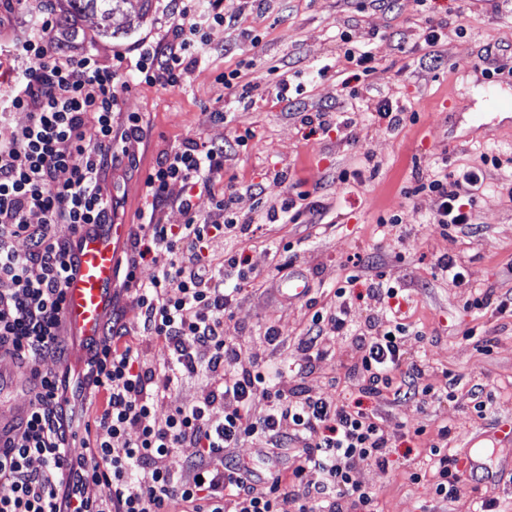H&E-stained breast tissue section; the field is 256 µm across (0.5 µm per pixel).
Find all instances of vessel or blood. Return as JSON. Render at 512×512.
I'll use <instances>...</instances> for the list:
<instances>
[{
	"label": "vessel or blood",
	"instance_id": "1",
	"mask_svg": "<svg viewBox=\"0 0 512 512\" xmlns=\"http://www.w3.org/2000/svg\"><path fill=\"white\" fill-rule=\"evenodd\" d=\"M128 227L113 223L106 230L82 233L75 251V270L67 279L64 320L70 336L101 340L103 316L116 286L118 253L124 249Z\"/></svg>",
	"mask_w": 512,
	"mask_h": 512
}]
</instances>
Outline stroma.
I'll list each match as a JSON object with an SVG mask.
<instances>
[{"label":"stroma","mask_w":512,"mask_h":512,"mask_svg":"<svg viewBox=\"0 0 512 512\" xmlns=\"http://www.w3.org/2000/svg\"><path fill=\"white\" fill-rule=\"evenodd\" d=\"M222 7L238 15L239 24L233 30L214 29L209 59L186 85L165 89L128 80L121 110L139 113L147 135L137 147V168L123 165L106 175L120 202L118 221L139 223L146 208V174L160 152L186 140L232 146L224 184L243 189L263 182L272 196L310 192L323 210L321 223L270 224L248 242L264 281L225 316V334L237 338L243 358L274 356L285 365L298 363L302 356L291 339L304 330L309 310L306 302H289V278L308 282L310 297L319 302L348 274L372 279L381 273L398 281L405 296L402 311L426 334L424 341H410L409 352L429 362L432 381L454 378L458 401L421 409L410 401L378 399L372 406L392 438L419 427L433 436L446 421L457 433L455 452L494 449L492 479L477 487L465 485L456 499L441 502L426 484L406 478L422 466L423 456L400 449L387 469L366 467L357 477L377 490L381 512H470L482 492L498 499L503 512H512V445L493 443L494 430L512 426V316L472 317L464 309L467 290L431 273L435 255L449 250L461 257L478 287L498 294L512 291V191L504 187L479 195L474 226L449 237L426 203L404 194L412 173L426 170L434 157L447 155L452 170L477 162L483 149L512 157V110L487 103L491 92L512 98V72L485 74L491 62L512 56V0H430L423 13L413 0H386L379 6L371 0H270L263 13L249 0H223ZM425 15L442 25L436 46L441 62L435 66L423 62L426 48L416 42ZM166 22L164 0H152L144 19L117 38L98 36L99 19L91 15L76 23L72 46L108 64L114 51L133 52ZM340 27L371 37L377 58L355 100L342 84L346 63L336 42ZM253 33L258 43L250 42ZM243 56L255 61L244 76L254 92L252 100L240 102L218 76ZM325 64L327 75L311 79V72ZM282 78L306 85L289 107L268 93ZM383 100L416 112L417 122L387 129L374 117ZM349 110L356 112L357 124L347 135H312L302 124L307 114ZM247 132L252 135L247 146H235V138ZM279 169L288 173L287 186L269 180ZM394 214L401 223H390ZM272 241L292 249L271 253L267 246ZM269 325L286 338L275 349L263 340ZM471 327L497 337L491 354L479 353L464 339ZM330 351L305 379V389L316 393L333 382L339 397L356 396V380L344 376L357 358L353 345L339 338ZM477 384L493 395L492 409L482 419L466 407L467 392Z\"/></svg>","instance_id":"1"}]
</instances>
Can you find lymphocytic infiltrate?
<instances>
[{"label": "lymphocytic infiltrate", "mask_w": 512, "mask_h": 512, "mask_svg": "<svg viewBox=\"0 0 512 512\" xmlns=\"http://www.w3.org/2000/svg\"><path fill=\"white\" fill-rule=\"evenodd\" d=\"M169 24L143 40L134 63L116 52L111 63L76 53L58 41L51 0H39L31 27L0 41L17 88L0 100V361L27 368L28 401L0 417V512H379L376 491L357 480L366 466L387 468L393 440L364 399L384 394L426 404L438 395L456 401L453 384H425L424 365L408 355L410 339L423 333L404 321L392 301L391 281H372L355 294L357 276L334 289L329 303L313 310L305 353L294 385L272 365L242 363L239 344L224 333V317L261 276L242 249L259 227L240 219L238 191L220 188L228 159L223 145L185 142L163 152L144 179V224L131 232L123 287L139 310L135 327L111 319L98 343L86 345L81 372L66 366L63 313L74 237L84 225L111 223L117 201L106 171L136 166L135 147L145 128L139 114L120 112L125 72L162 87L186 83L200 64L216 27L231 28L221 0H169ZM26 113L23 125L10 115ZM452 172L433 160L416 173L407 195L420 198L439 224L455 228L474 221L473 188L485 184V163ZM263 222H297L313 212L290 197L271 199L263 184H249ZM212 199L208 215L195 208L196 194ZM174 206L183 223H163ZM68 235H61V228ZM224 237L223 260L206 256L209 241ZM24 240L25 252L14 243ZM438 275L469 289L465 304L474 317L512 313L511 296L472 286L456 255L439 253ZM375 314L359 325L355 298ZM349 338L359 352L351 374L361 381L360 399L310 394L301 385L313 362L329 353L327 337ZM156 342L161 356L149 361L142 342ZM62 361L54 372L47 358ZM203 377L207 385L192 403L158 417L157 403L179 381ZM449 425H441L424 467L409 479L427 483L440 501L455 499L473 476L451 452ZM294 447L292 463L260 472L226 455L248 442ZM81 443L82 454L71 452ZM197 448L186 467L171 465L178 448Z\"/></svg>", "instance_id": "obj_1"}]
</instances>
